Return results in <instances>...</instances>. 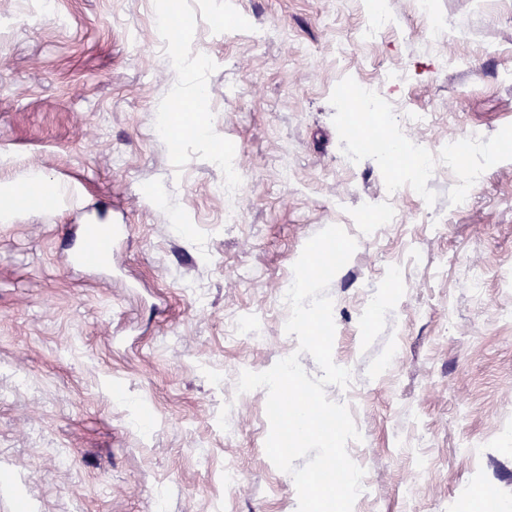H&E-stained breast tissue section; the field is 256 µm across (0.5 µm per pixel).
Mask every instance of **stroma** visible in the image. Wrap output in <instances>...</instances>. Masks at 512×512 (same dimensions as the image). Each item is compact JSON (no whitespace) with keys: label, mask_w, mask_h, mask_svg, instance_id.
Returning a JSON list of instances; mask_svg holds the SVG:
<instances>
[{"label":"stroma","mask_w":512,"mask_h":512,"mask_svg":"<svg viewBox=\"0 0 512 512\" xmlns=\"http://www.w3.org/2000/svg\"><path fill=\"white\" fill-rule=\"evenodd\" d=\"M375 1L0 0V196L56 190L0 209V512H297L267 392L237 381L296 352L280 283L333 224L357 242L327 289L352 378L326 394L362 435L353 512L512 503V0H379L392 26L364 43ZM165 13L186 18L169 48ZM339 81L372 84L388 136L423 150L485 132L428 185L407 176L373 240L357 219L396 168L345 169ZM228 168L238 224L215 190ZM80 224L128 225L117 268L71 262ZM244 317L262 340L234 336Z\"/></svg>","instance_id":"35a3bbf8"}]
</instances>
